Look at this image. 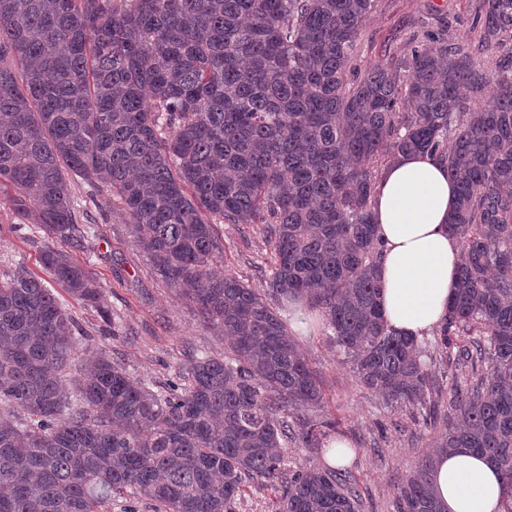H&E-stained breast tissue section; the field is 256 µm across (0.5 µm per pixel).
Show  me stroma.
Returning <instances> with one entry per match:
<instances>
[{"label": "stroma", "instance_id": "obj_1", "mask_svg": "<svg viewBox=\"0 0 512 512\" xmlns=\"http://www.w3.org/2000/svg\"><path fill=\"white\" fill-rule=\"evenodd\" d=\"M478 5L479 0H376L361 29L354 63L362 71L379 61H396L409 54L416 38L443 23L449 42L477 48L480 31L473 28L472 18ZM67 190L85 231L83 248L72 256L99 280L103 293L96 310L78 304L60 285L52 287L76 325V361L65 373L66 386L80 383V360L102 353L153 390L172 382L186 386L190 359L224 356L228 340L204 324L188 299L157 275L137 247L117 198L74 175ZM40 248L38 229L19 220L8 195L0 194V273L20 264L40 272ZM270 264L265 225H225L224 272L261 292ZM103 309L110 312L111 322L101 320ZM296 337L324 396L321 407L300 411L301 420L332 421L327 439L341 438L352 447L347 470L360 493L359 512H396L400 488L424 457L435 455L440 438L458 419L453 389L465 387L469 379L467 368L456 360L467 337H454L444 351L438 350L434 336L422 337L429 385L424 404L414 406L366 388L333 337L313 329L297 331ZM281 494L280 485L246 481L236 512H278Z\"/></svg>", "mask_w": 512, "mask_h": 512}]
</instances>
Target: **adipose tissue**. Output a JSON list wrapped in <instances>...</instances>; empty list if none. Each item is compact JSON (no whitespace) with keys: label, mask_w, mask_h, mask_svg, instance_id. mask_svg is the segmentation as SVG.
Wrapping results in <instances>:
<instances>
[{"label":"adipose tissue","mask_w":512,"mask_h":512,"mask_svg":"<svg viewBox=\"0 0 512 512\" xmlns=\"http://www.w3.org/2000/svg\"><path fill=\"white\" fill-rule=\"evenodd\" d=\"M456 201L446 163L426 153L398 155L379 176L373 215L385 242L380 304L400 335L422 337L448 313L458 287L460 244L448 233ZM431 482L448 512H502L498 473L469 449L438 455Z\"/></svg>","instance_id":"obj_1"}]
</instances>
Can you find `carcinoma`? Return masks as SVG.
<instances>
[{"instance_id": "cac0c4a2", "label": "carcinoma", "mask_w": 512, "mask_h": 512, "mask_svg": "<svg viewBox=\"0 0 512 512\" xmlns=\"http://www.w3.org/2000/svg\"><path fill=\"white\" fill-rule=\"evenodd\" d=\"M375 0H0V189L43 233L44 273L78 303L97 281L67 192L73 174L118 197L154 269L231 337L191 360L189 384L156 393L100 354L74 395L62 374L75 322L44 278L0 275V512H99L129 493L156 512H236L246 478L275 481L289 418L319 382L267 298L212 268L223 224L264 217L268 292L321 311L360 381L421 405L423 348L389 330L373 218L381 155L441 158L457 187L448 233L458 288L437 346L468 336L461 423L439 450L469 448L512 512V0H482L488 74L440 30L397 63L352 60ZM491 96H486L487 91ZM426 460L397 512H445ZM352 479L299 470L281 512H358Z\"/></svg>"}]
</instances>
